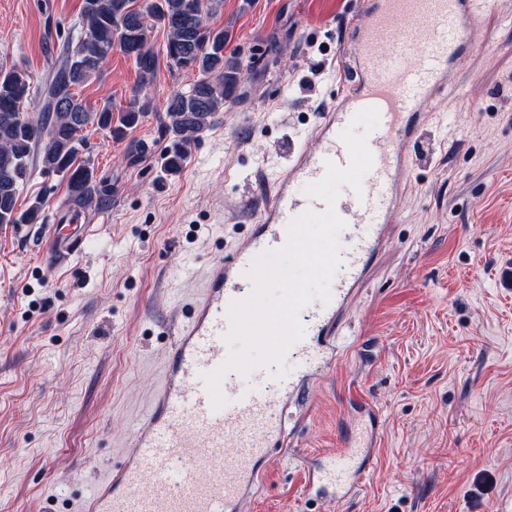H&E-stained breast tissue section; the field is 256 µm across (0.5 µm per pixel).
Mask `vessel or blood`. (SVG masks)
Listing matches in <instances>:
<instances>
[{"mask_svg": "<svg viewBox=\"0 0 512 512\" xmlns=\"http://www.w3.org/2000/svg\"><path fill=\"white\" fill-rule=\"evenodd\" d=\"M492 4L363 0L364 20L354 26L356 81L339 104L321 113L313 131L319 148L290 146L272 196L252 208L253 227L246 240L209 267L202 288L187 302L190 316L170 327L174 344L125 442L128 454L119 465L99 468L93 487L69 512H245L260 487L263 463L290 444L289 408L330 361V347L321 338L394 215L397 181L412 167L408 147L417 137L424 105L452 87L451 76L466 57L469 27L479 11ZM400 21L405 29L398 34L394 27ZM368 107L380 114L378 126L367 137L373 167L362 180L361 192L342 187L335 203L345 222L338 236L342 265L331 281L328 301L313 302L299 313L304 335L285 354L295 373L280 377L275 367H255L253 375L268 384L254 393L241 387L240 371H224L220 389L227 403L214 408L205 376L225 361L227 311L252 291L246 275L252 260L283 248L295 218L325 210V202L303 188L323 178L326 162L347 166L349 153L340 134ZM92 233L88 224L47 225L43 263L67 266L85 252ZM358 407L365 427L358 437L346 440L335 469L315 464L310 457L298 459L306 488L321 500L351 497L374 458L378 415L370 403L362 401Z\"/></svg>", "mask_w": 512, "mask_h": 512, "instance_id": "obj_1", "label": "vessel or blood"}]
</instances>
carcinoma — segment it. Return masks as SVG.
Segmentation results:
<instances>
[{
  "label": "carcinoma",
  "mask_w": 512,
  "mask_h": 512,
  "mask_svg": "<svg viewBox=\"0 0 512 512\" xmlns=\"http://www.w3.org/2000/svg\"><path fill=\"white\" fill-rule=\"evenodd\" d=\"M220 7L221 0H143L133 10L131 0H82V34L76 44L66 45L61 63L36 89L42 111L32 116L20 111L31 94L29 74L1 67L0 224L41 222V198H34L21 213L17 209L20 192L37 163L66 180L67 198L73 204L95 209L107 200L110 188L97 180L90 160L79 157V133L91 125L120 138L154 111V102L135 91L115 116L109 106L90 108L76 97L75 88L96 79L115 49L135 59L142 84L153 82L157 56L150 33L157 26L167 32L169 66L199 73L189 90L167 99L165 167L179 171L189 144L236 98L242 79L238 59L224 54L228 30L209 23Z\"/></svg>",
  "instance_id": "1"
}]
</instances>
